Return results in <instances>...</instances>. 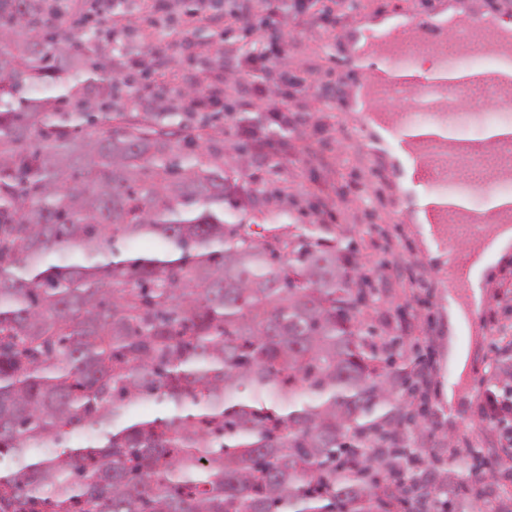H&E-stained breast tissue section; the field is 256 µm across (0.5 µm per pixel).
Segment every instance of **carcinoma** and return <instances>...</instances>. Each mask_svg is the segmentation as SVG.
<instances>
[{
	"label": "carcinoma",
	"mask_w": 512,
	"mask_h": 512,
	"mask_svg": "<svg viewBox=\"0 0 512 512\" xmlns=\"http://www.w3.org/2000/svg\"><path fill=\"white\" fill-rule=\"evenodd\" d=\"M0 0V512H392L501 482L491 460L412 487L400 338L351 245L303 232L164 100L113 104L112 57ZM103 125L93 135L89 125ZM258 210L267 235L251 230ZM143 238L158 242L135 255ZM489 393L512 402V339ZM151 400L163 417L131 418Z\"/></svg>",
	"instance_id": "cac0c4a2"
}]
</instances>
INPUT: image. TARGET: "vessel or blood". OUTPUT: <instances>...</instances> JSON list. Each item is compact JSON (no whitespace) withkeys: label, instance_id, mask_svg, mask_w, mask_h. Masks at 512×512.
<instances>
[{"label":"vessel or blood","instance_id":"b4317fda","mask_svg":"<svg viewBox=\"0 0 512 512\" xmlns=\"http://www.w3.org/2000/svg\"><path fill=\"white\" fill-rule=\"evenodd\" d=\"M476 51L510 60L512 38L500 40L480 18L446 28L408 17L389 31L369 36L361 57L341 63L343 69L362 73L371 114L384 119L397 144L407 150L429 221L445 230L440 241L448 257L443 276L463 290L471 286L474 247L491 240L493 225L512 224V206L485 215L455 200L493 192L497 183L512 179V141L447 139L446 128L480 122L481 115L447 106V81L439 75L425 77L421 61L431 58L440 74ZM456 90L472 100L512 102V79L495 73L457 84ZM390 99L407 106L386 109Z\"/></svg>","mask_w":512,"mask_h":512}]
</instances>
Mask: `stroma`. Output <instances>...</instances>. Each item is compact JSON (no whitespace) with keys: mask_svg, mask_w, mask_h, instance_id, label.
<instances>
[{"mask_svg":"<svg viewBox=\"0 0 512 512\" xmlns=\"http://www.w3.org/2000/svg\"><path fill=\"white\" fill-rule=\"evenodd\" d=\"M333 21L308 19L289 24L284 54L291 73L311 90L288 96V121L273 111L279 98L243 102L235 82L224 87L238 116L248 117L261 138L277 140L278 167L251 166L246 178L256 187L279 189L280 202L290 208L297 224H319L329 237L351 241L372 284L383 297L376 308L363 309L361 319L380 336L401 337L405 347L422 343L431 350L426 375L430 381L428 411L419 428L410 430L406 445L419 449L425 462L447 469L450 446L476 449L487 459L502 453L499 431L479 423L475 411L485 395L484 368L496 358L499 335L473 337L466 343V363L451 372L447 283L441 280L442 260L429 258L419 225L398 220L396 168L371 154L367 125L346 101L321 99L319 88L352 89L358 75L338 71L337 57L346 55L343 26L361 16L397 11L430 16L441 0H325ZM486 318L512 324V253L488 269L482 290ZM454 400H447V392Z\"/></svg>","mask_w":512,"mask_h":512,"instance_id":"obj_1","label":"stroma"}]
</instances>
